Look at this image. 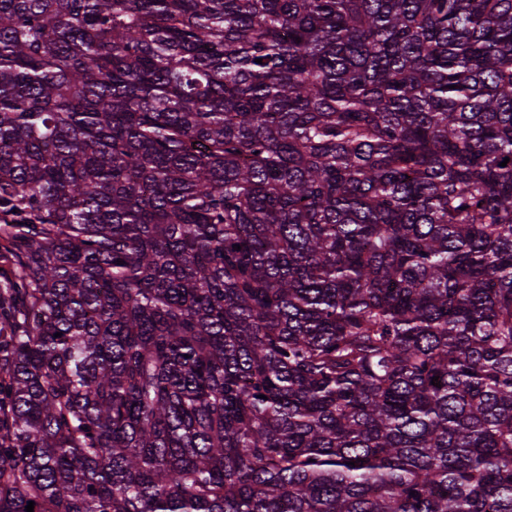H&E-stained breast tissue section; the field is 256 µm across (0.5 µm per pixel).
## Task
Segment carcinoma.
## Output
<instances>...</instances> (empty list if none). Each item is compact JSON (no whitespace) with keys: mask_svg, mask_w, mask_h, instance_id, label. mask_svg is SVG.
I'll list each match as a JSON object with an SVG mask.
<instances>
[{"mask_svg":"<svg viewBox=\"0 0 512 512\" xmlns=\"http://www.w3.org/2000/svg\"><path fill=\"white\" fill-rule=\"evenodd\" d=\"M0 240V512H512V0H0Z\"/></svg>","mask_w":512,"mask_h":512,"instance_id":"1","label":"carcinoma"}]
</instances>
